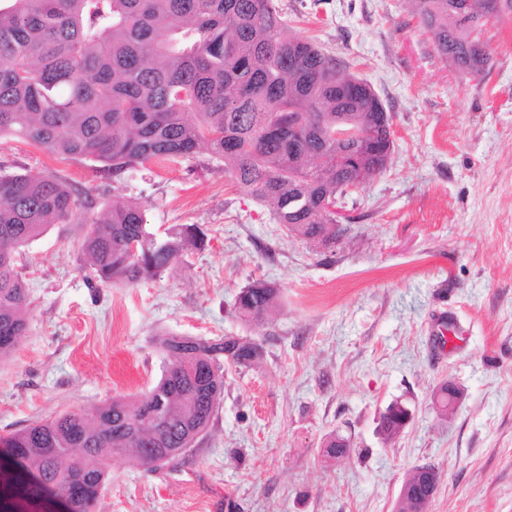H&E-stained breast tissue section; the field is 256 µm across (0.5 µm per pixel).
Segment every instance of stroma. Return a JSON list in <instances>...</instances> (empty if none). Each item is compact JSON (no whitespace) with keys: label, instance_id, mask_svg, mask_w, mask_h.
<instances>
[{"label":"stroma","instance_id":"stroma-1","mask_svg":"<svg viewBox=\"0 0 512 512\" xmlns=\"http://www.w3.org/2000/svg\"><path fill=\"white\" fill-rule=\"evenodd\" d=\"M292 33L368 81L392 117L386 170L353 193L355 223L319 254L243 196L207 148L112 182L93 163L0 139V168L51 171L89 195L143 204L156 232L206 228L210 244L155 280L89 287L81 221L52 224L20 257L29 327L0 359V435L80 407L144 397L166 333L263 347L226 369L210 425L150 471L114 455L94 512H394L411 470L440 482L427 512H512V26L480 78L441 58L410 0H275ZM262 278L280 305L255 328L233 313ZM446 319L452 342L429 327ZM445 382L464 397L440 411ZM411 422L378 433L391 402ZM343 436L349 452L329 456Z\"/></svg>","mask_w":512,"mask_h":512}]
</instances>
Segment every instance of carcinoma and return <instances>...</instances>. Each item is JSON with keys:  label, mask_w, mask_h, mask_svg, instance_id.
I'll return each mask as SVG.
<instances>
[{"label": "carcinoma", "mask_w": 512, "mask_h": 512, "mask_svg": "<svg viewBox=\"0 0 512 512\" xmlns=\"http://www.w3.org/2000/svg\"><path fill=\"white\" fill-rule=\"evenodd\" d=\"M440 55L482 75L488 44L473 37L488 14L512 23V0H412ZM336 59L290 33L274 0H0V137L118 179L149 161L192 156L199 145L243 195L269 206L287 232L326 250L340 240L327 203L386 168L391 116L366 82L352 95ZM357 138L338 139L336 129ZM94 201L50 171L0 170V357L27 331L29 291L20 250L50 224ZM81 242L91 286L154 280L210 239L198 224L158 234L144 206L120 195ZM279 296L256 279L237 317L265 324ZM166 363L140 400H112L37 421L0 445V512H39L46 494L67 512L95 507L115 454L156 467L192 447L224 392V366L257 365L262 346L226 336L167 334Z\"/></svg>", "instance_id": "1"}]
</instances>
